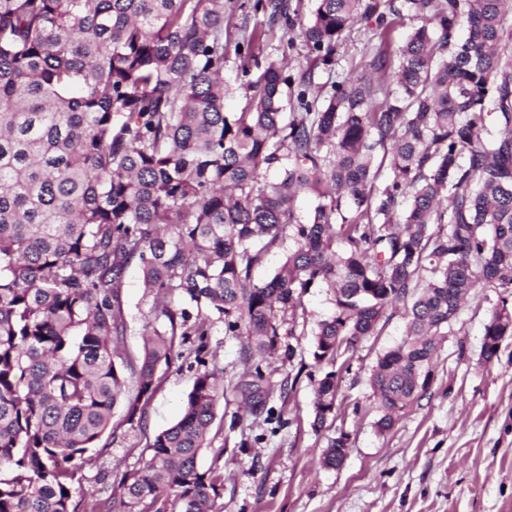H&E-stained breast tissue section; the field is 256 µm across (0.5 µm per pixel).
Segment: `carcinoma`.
Listing matches in <instances>:
<instances>
[{
	"mask_svg": "<svg viewBox=\"0 0 512 512\" xmlns=\"http://www.w3.org/2000/svg\"><path fill=\"white\" fill-rule=\"evenodd\" d=\"M380 2L317 0L301 30L313 65L288 113L285 60L250 78L256 43L296 24L288 0L252 4L268 29L236 43L253 91L239 112L224 107V0H0V512H215L214 479L197 466L220 398L207 370L118 496L69 495L71 462L124 399L116 358L134 261L152 303L130 424L175 344L195 337L204 351L212 314L248 336L233 390L272 418L251 360L297 335V300L324 284L335 312L316 323L318 364L405 319L370 377L386 431L428 394L464 301L512 288V62L498 50L512 0H401L390 10L417 21L407 38L309 95L357 16L376 17L390 42ZM303 195L316 199L307 219ZM273 249L281 265L253 282ZM188 305L206 313L193 320ZM507 336L504 303L484 326V362ZM337 398L330 371L313 391L315 427ZM343 437L328 439L324 466L342 464Z\"/></svg>",
	"mask_w": 512,
	"mask_h": 512,
	"instance_id": "cac0c4a2",
	"label": "carcinoma"
}]
</instances>
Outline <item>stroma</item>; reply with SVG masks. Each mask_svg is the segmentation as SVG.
Here are the masks:
<instances>
[{
  "instance_id": "obj_1",
  "label": "stroma",
  "mask_w": 512,
  "mask_h": 512,
  "mask_svg": "<svg viewBox=\"0 0 512 512\" xmlns=\"http://www.w3.org/2000/svg\"><path fill=\"white\" fill-rule=\"evenodd\" d=\"M235 25L224 33V77L229 84L226 106H244L248 91L236 79L235 44L243 28L262 25L250 0H234ZM301 23L316 0H290ZM299 27L274 29L256 47L258 62L286 57L291 75L306 69L311 54ZM375 19L360 18L346 30L331 67L315 70L314 87L328 91L332 82L360 73L380 49ZM126 336L123 361L138 364L150 297L137 267H130L123 288ZM512 294L489 288L469 298L454 321V333L443 342L435 381L418 405L405 411L394 426L378 431L372 368L384 349L399 342L404 320L393 316L381 336L343 354L334 422L313 426L312 390L329 367L315 364L312 329L335 311L330 288L311 289L299 305L308 314L305 336L298 344L280 337L277 347L260 359L271 381L279 419L266 422L245 412L233 385L242 371L248 339L228 336L214 321L207 348L195 355L194 343L182 347L162 369L142 423L128 424L123 407L113 410L112 424L99 447L88 449L86 463L72 486L73 501L91 496L112 498L122 473L141 467L149 440L181 418L198 372L224 373V397L217 404L211 443L199 456L201 470L220 475L216 512H512V336L503 341L498 359L481 358L483 327L500 301ZM295 379L293 391L280 385ZM349 437L344 464L326 468L321 457L329 438Z\"/></svg>"
}]
</instances>
